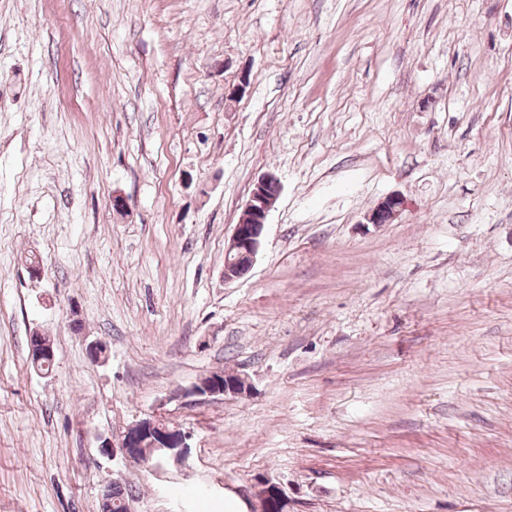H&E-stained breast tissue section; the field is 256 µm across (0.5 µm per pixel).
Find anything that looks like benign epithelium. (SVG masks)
Here are the masks:
<instances>
[{
    "mask_svg": "<svg viewBox=\"0 0 512 512\" xmlns=\"http://www.w3.org/2000/svg\"><path fill=\"white\" fill-rule=\"evenodd\" d=\"M280 183L276 176L267 173L259 178L235 224L224 252V281L230 283L241 276V268L253 267L261 249L265 228L270 212L280 196ZM404 208V202L396 195L385 197L365 219L369 224H386L397 218ZM251 383L248 378L237 375V379L222 382L215 376L207 383H197L189 395L199 399L215 396L241 397L249 394ZM187 434L176 424L161 415L139 422L136 433L128 432L119 436L117 442L105 441L101 448L107 451L119 448L124 457L133 459L140 449L149 448L162 452L167 459L179 464L189 451ZM257 505L253 512H272L271 504H277L278 512H288V498L283 489L268 479L257 482L255 492Z\"/></svg>",
    "mask_w": 512,
    "mask_h": 512,
    "instance_id": "benign-epithelium-1",
    "label": "benign epithelium"
}]
</instances>
